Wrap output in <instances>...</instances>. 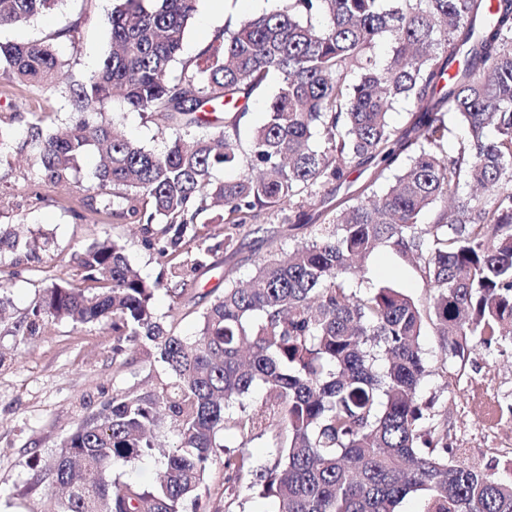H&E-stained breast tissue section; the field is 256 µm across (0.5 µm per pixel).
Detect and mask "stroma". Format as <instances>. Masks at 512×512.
Returning <instances> with one entry per match:
<instances>
[{
  "mask_svg": "<svg viewBox=\"0 0 512 512\" xmlns=\"http://www.w3.org/2000/svg\"><path fill=\"white\" fill-rule=\"evenodd\" d=\"M113 0H62L51 13L21 25L0 28V42L42 41L68 65L73 78L88 76L110 49L107 17ZM278 0H198L195 18L183 44V57L203 50L227 19L241 20L274 10ZM77 27L69 37V27ZM118 113L125 133L149 149H161L168 134L158 131L149 118ZM17 111L15 136L0 149V227L23 224L47 240L38 259L16 269L0 270V296L9 305L0 316V512H54L49 483L36 479L38 466L47 465L63 438L81 421L97 414L115 390L142 393L157 386L160 376L145 354L130 355L125 367L116 368V338L108 321L74 324L50 323L34 336L24 335L18 324L52 281L80 283L82 271L75 255L95 241L109 237L125 247V254L143 277L155 280L167 267V258L143 244L136 218L96 214L87 203L97 197L93 165L83 161L71 183L51 185L36 180L22 133L32 115L46 123H61L68 105L61 88L0 83V113ZM220 209L200 215L211 234L205 241L204 265L197 269L185 295L158 292L156 313L176 334L196 332L201 314L231 283L248 281L270 252L289 249L309 240L311 229L284 223L283 212L262 211L256 224L245 225L232 240H225ZM345 285L370 294L390 288L427 307L430 292L420 271L395 252H373L345 277ZM430 370L420 396L448 419V441L482 463L512 462V341L501 348H475L466 363L444 360L432 323H425L421 341Z\"/></svg>",
  "mask_w": 512,
  "mask_h": 512,
  "instance_id": "obj_1",
  "label": "stroma"
}]
</instances>
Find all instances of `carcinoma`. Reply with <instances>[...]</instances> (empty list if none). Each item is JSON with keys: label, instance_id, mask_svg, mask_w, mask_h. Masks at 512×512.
Instances as JSON below:
<instances>
[{"label": "carcinoma", "instance_id": "cac0c4a2", "mask_svg": "<svg viewBox=\"0 0 512 512\" xmlns=\"http://www.w3.org/2000/svg\"><path fill=\"white\" fill-rule=\"evenodd\" d=\"M61 2L0 0V27ZM197 2L116 0L110 51L95 72L65 83L69 121L27 125L38 178L65 184L97 153L103 208L122 199L112 215L140 216L145 245L163 257L196 237V218L215 203L227 231L266 209L306 224L318 185L348 193L321 212L311 240L270 254L246 284L225 286L192 336L168 329L152 299L159 290L182 296L198 257L148 282L107 237L77 256L91 286L43 288L24 334L110 318L114 362L148 350L169 374L153 390L113 393L106 412L65 437L39 474L62 489L56 512H186L217 462L215 512H233L243 488L274 502L273 512H397L416 492L419 512H512V472L467 460L419 400L426 320L445 358L462 363L476 345H499L512 323V0H282L183 58ZM384 34L394 46L380 67L372 50ZM274 73L267 119L250 133L258 176L215 179L238 164L241 120ZM64 74L50 46L0 42L1 79L56 86ZM116 95L172 131L164 151L118 134ZM402 99L415 112L398 129L388 112ZM210 112L224 129L211 131ZM451 115L468 133L454 152ZM15 119L0 113V147ZM462 186L476 193L457 195ZM426 212L432 220L421 227ZM379 247L418 264L433 291L428 311L390 288L359 296L345 287L354 259ZM40 249L35 233L0 229L1 268ZM257 388L262 406L248 410L242 400ZM232 402L240 412L228 422ZM165 426L178 445L161 453L163 479L145 488L112 477L153 456ZM272 429L286 439L258 469L217 441L222 431Z\"/></svg>", "mask_w": 512, "mask_h": 512}]
</instances>
